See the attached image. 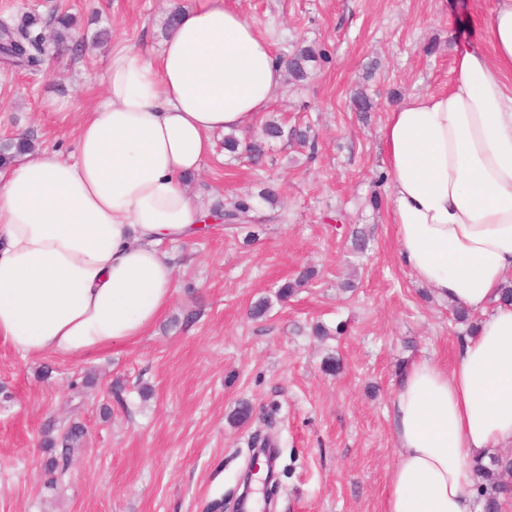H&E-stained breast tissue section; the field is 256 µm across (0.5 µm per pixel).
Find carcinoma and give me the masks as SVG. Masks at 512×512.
<instances>
[{
    "label": "carcinoma",
    "mask_w": 512,
    "mask_h": 512,
    "mask_svg": "<svg viewBox=\"0 0 512 512\" xmlns=\"http://www.w3.org/2000/svg\"><path fill=\"white\" fill-rule=\"evenodd\" d=\"M47 24L52 26L55 45H65L72 36L74 19L68 13H54ZM36 15H26L19 22L3 21L0 25V62L11 67H25L39 70L50 48L42 28L44 24ZM313 59L312 50L302 48L288 58L281 60L285 72L295 81L307 77L309 62ZM286 140L309 144L308 131L301 129L286 130L282 124L268 120L262 124L260 131L246 140L235 134L224 135V150L233 155H245L254 165L263 162L270 150L271 143ZM35 150L34 141L27 135L0 141V165L7 166L20 156ZM217 204L216 208H221ZM224 208V207H222ZM252 210L247 199H240L224 208V216L228 223L237 222V218ZM315 275L312 269H306L294 282H286L280 286V297L286 298L298 287L303 286ZM83 435L82 428L73 423L65 430L62 440L49 436L43 441V451L48 454L45 470L54 473L64 470L70 462V450ZM512 474V455L495 453L489 456L488 462L475 463V477L478 495L483 503V512H499V497L504 491L502 478Z\"/></svg>",
    "instance_id": "carcinoma-1"
}]
</instances>
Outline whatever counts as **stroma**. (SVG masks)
Instances as JSON below:
<instances>
[{
  "mask_svg": "<svg viewBox=\"0 0 512 512\" xmlns=\"http://www.w3.org/2000/svg\"><path fill=\"white\" fill-rule=\"evenodd\" d=\"M190 2L0 0V19L60 8L79 23L77 47L40 73L0 64V140L24 133L70 158L110 51L157 56L170 12ZM224 2L277 56L315 50L307 79L284 80L268 112L310 127L317 146L276 143L254 168L215 134L190 190L207 208L244 196L253 209L239 228L166 246L177 288L146 336L31 360L0 339V512H205L235 489L258 433L273 435L285 469L273 512H383L400 373L422 356L451 360L468 333L399 260L380 129L408 97L447 90L455 48L482 37L475 11L489 0ZM359 91L374 103L365 115ZM271 184L270 204L259 194ZM354 231L364 252L351 250ZM307 268L315 278L280 298ZM260 300L266 315L249 318ZM332 358L340 372L325 371ZM243 403L252 416L235 421ZM65 421L84 437L51 474L41 443Z\"/></svg>",
  "mask_w": 512,
  "mask_h": 512,
  "instance_id": "35a3bbf8",
  "label": "stroma"
}]
</instances>
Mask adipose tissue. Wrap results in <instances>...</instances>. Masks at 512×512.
<instances>
[{
	"mask_svg": "<svg viewBox=\"0 0 512 512\" xmlns=\"http://www.w3.org/2000/svg\"><path fill=\"white\" fill-rule=\"evenodd\" d=\"M485 43L458 46L448 90L407 98L381 130L405 268L478 315L451 362L401 374L384 512H474L472 467L512 447V0H490ZM284 70L224 0L181 11L156 59L111 52L105 98L72 159L0 169V338L25 359L89 356L145 336L176 292L166 243L214 216L185 188L216 133L252 127Z\"/></svg>",
	"mask_w": 512,
	"mask_h": 512,
	"instance_id": "obj_1",
	"label": "adipose tissue"
}]
</instances>
